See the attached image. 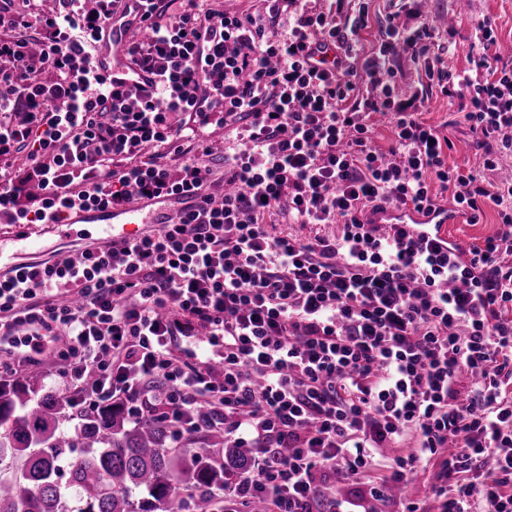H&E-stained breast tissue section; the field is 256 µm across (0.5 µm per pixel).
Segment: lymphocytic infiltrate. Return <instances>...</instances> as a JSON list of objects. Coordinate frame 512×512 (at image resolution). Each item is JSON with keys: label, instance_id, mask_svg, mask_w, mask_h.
Returning a JSON list of instances; mask_svg holds the SVG:
<instances>
[{"label": "lymphocytic infiltrate", "instance_id": "obj_1", "mask_svg": "<svg viewBox=\"0 0 512 512\" xmlns=\"http://www.w3.org/2000/svg\"><path fill=\"white\" fill-rule=\"evenodd\" d=\"M199 2L146 0L129 57L153 79L130 88L92 65L124 0H0V159L25 158L0 174V224L201 199L123 247L0 276V339L18 355L7 374L50 360L79 413L119 402L181 439L251 441L258 456L211 489L213 512H420L393 490L428 466L439 512H512V179L449 165L448 137L400 97L394 67L402 50L423 59L496 170L512 151V68L494 21L475 22L480 52L458 77L427 24L388 26L361 56L368 0L350 17L266 0L263 19ZM377 114L392 123L384 150ZM215 127L239 145L220 194L204 162ZM448 191L474 222L500 206L497 231L462 251L372 221ZM279 214L337 232L276 235ZM372 467L379 480L329 498L336 477Z\"/></svg>", "mask_w": 512, "mask_h": 512}]
</instances>
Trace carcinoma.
<instances>
[{"instance_id": "cac0c4a2", "label": "carcinoma", "mask_w": 512, "mask_h": 512, "mask_svg": "<svg viewBox=\"0 0 512 512\" xmlns=\"http://www.w3.org/2000/svg\"><path fill=\"white\" fill-rule=\"evenodd\" d=\"M69 400L25 383L0 385V512H179V495L206 491L251 467L239 448L210 434L211 450L191 451L170 424L130 422L119 402L74 418Z\"/></svg>"}]
</instances>
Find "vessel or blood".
I'll return each mask as SVG.
<instances>
[{"instance_id": "obj_1", "label": "vessel or blood", "mask_w": 512, "mask_h": 512, "mask_svg": "<svg viewBox=\"0 0 512 512\" xmlns=\"http://www.w3.org/2000/svg\"><path fill=\"white\" fill-rule=\"evenodd\" d=\"M132 29L129 18L118 16L101 40L93 59L97 73L116 82L133 84L147 80V73L137 71L128 56V38ZM198 203L196 194L181 193L171 196L140 199L125 206L107 208L75 207L69 211L60 226L65 235H79L87 242L88 250L101 247H120L164 224L172 223L181 214L193 211ZM383 224H415L428 235L437 224H461V213L438 208L424 214L412 209L394 210L380 216ZM18 251L27 254L43 252L40 237L26 227L13 233Z\"/></svg>"}]
</instances>
